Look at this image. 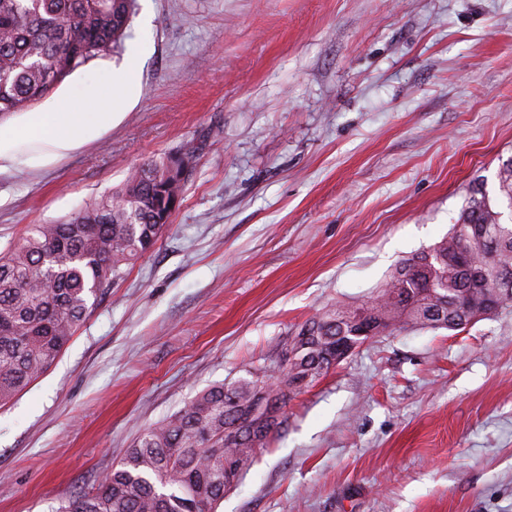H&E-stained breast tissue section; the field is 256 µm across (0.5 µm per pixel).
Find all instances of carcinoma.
<instances>
[{
  "mask_svg": "<svg viewBox=\"0 0 512 512\" xmlns=\"http://www.w3.org/2000/svg\"><path fill=\"white\" fill-rule=\"evenodd\" d=\"M136 0H0V114L24 112L128 36ZM172 157L132 167L69 221L35 224L0 253V407L47 372L124 268L153 250L174 212ZM490 197L475 181L452 232L402 258L370 295L309 318L292 356L234 386L199 392L144 429L99 484L59 512H216L287 420L288 401L326 376L336 342L407 327L462 330L512 286V158Z\"/></svg>",
  "mask_w": 512,
  "mask_h": 512,
  "instance_id": "cac0c4a2",
  "label": "carcinoma"
}]
</instances>
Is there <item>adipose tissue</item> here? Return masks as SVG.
<instances>
[{"label": "adipose tissue", "mask_w": 512, "mask_h": 512, "mask_svg": "<svg viewBox=\"0 0 512 512\" xmlns=\"http://www.w3.org/2000/svg\"><path fill=\"white\" fill-rule=\"evenodd\" d=\"M119 115L101 87L83 86L77 100L58 98L43 112H13L0 120V174L54 165L111 131Z\"/></svg>", "instance_id": "adipose-tissue-1"}]
</instances>
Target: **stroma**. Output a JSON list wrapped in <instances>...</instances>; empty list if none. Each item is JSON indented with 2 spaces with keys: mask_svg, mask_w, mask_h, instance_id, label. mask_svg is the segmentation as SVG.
Listing matches in <instances>:
<instances>
[{
  "mask_svg": "<svg viewBox=\"0 0 512 512\" xmlns=\"http://www.w3.org/2000/svg\"><path fill=\"white\" fill-rule=\"evenodd\" d=\"M122 122L0 176V251L196 156L154 250L0 407V512H54L199 391L450 232L512 157V0H138ZM218 512H512V303L374 337L292 400Z\"/></svg>",
  "mask_w": 512,
  "mask_h": 512,
  "instance_id": "stroma-1",
  "label": "stroma"
}]
</instances>
